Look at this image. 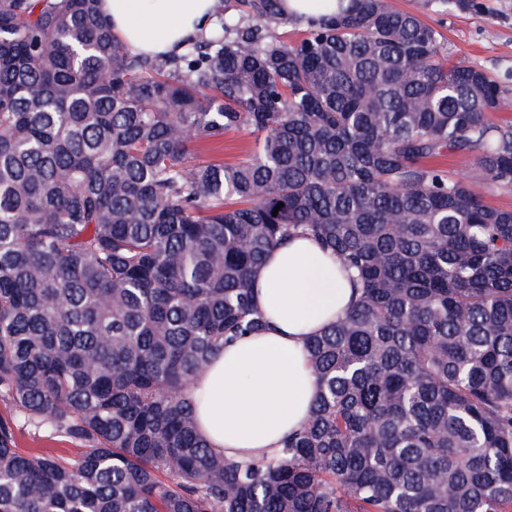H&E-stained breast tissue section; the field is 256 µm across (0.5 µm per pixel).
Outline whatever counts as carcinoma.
I'll use <instances>...</instances> for the list:
<instances>
[{"instance_id": "cac0c4a2", "label": "carcinoma", "mask_w": 512, "mask_h": 512, "mask_svg": "<svg viewBox=\"0 0 512 512\" xmlns=\"http://www.w3.org/2000/svg\"><path fill=\"white\" fill-rule=\"evenodd\" d=\"M236 2L160 58L97 0H0V512H512L504 89L388 0ZM238 129L243 158L192 161ZM298 233L360 295L307 344L309 419L241 463L191 385L263 325L251 277ZM20 419L82 452H20Z\"/></svg>"}]
</instances>
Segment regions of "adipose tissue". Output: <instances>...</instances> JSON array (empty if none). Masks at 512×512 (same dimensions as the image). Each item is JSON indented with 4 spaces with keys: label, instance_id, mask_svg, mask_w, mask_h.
Returning <instances> with one entry per match:
<instances>
[{
    "label": "adipose tissue",
    "instance_id": "ef3b65f1",
    "mask_svg": "<svg viewBox=\"0 0 512 512\" xmlns=\"http://www.w3.org/2000/svg\"><path fill=\"white\" fill-rule=\"evenodd\" d=\"M212 2L100 0L99 7L133 49L170 54L211 30ZM250 286L265 327L226 345L192 383L199 433L240 461L273 456L309 418L316 380L306 345L355 298L340 261L302 236L275 247Z\"/></svg>",
    "mask_w": 512,
    "mask_h": 512
}]
</instances>
